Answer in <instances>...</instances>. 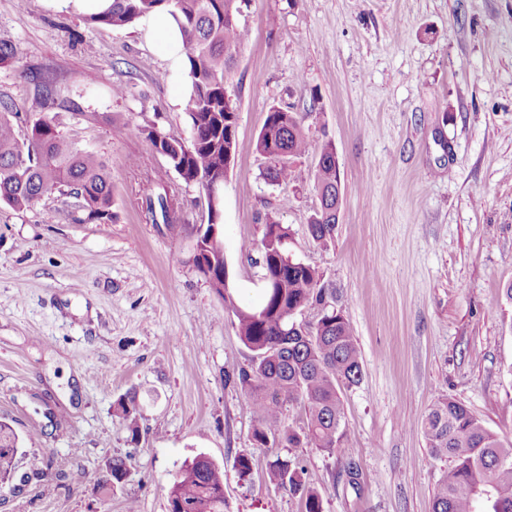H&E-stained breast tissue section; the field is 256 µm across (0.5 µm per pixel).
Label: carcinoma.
Returning <instances> with one entry per match:
<instances>
[{
  "instance_id": "1",
  "label": "carcinoma",
  "mask_w": 512,
  "mask_h": 512,
  "mask_svg": "<svg viewBox=\"0 0 512 512\" xmlns=\"http://www.w3.org/2000/svg\"><path fill=\"white\" fill-rule=\"evenodd\" d=\"M166 12L176 22L188 66V141L154 128L142 133L155 151L188 185L207 193L208 184L224 181L234 168L237 107L224 105V88L236 55L248 41L240 26L239 0H112L93 23L125 26L151 13ZM16 43L0 38V68L20 60ZM19 113L0 101V204L24 211L53 193L70 192L79 200L86 219L107 224L116 218L112 185L98 154L84 150L57 130L43 115L22 136ZM256 152L274 160L263 173L279 184L294 179L292 157L308 152L309 140L295 112L269 108L255 142ZM339 180L336 151L322 147L314 170L319 206L308 223L312 239L333 237ZM144 220L170 231L184 227L178 196L157 183L143 197ZM222 225L197 229L189 263L224 299L237 319L239 337L253 352L248 367L225 377L254 399L258 421L254 445L278 439L290 448L310 446L332 452L346 435L342 390L362 377L361 353L349 321L326 306L322 275L290 256L288 226L267 218L262 239L265 300L258 308L239 306L224 281L227 263ZM320 308L314 325L298 320L310 307ZM303 408V426L284 428L279 421L285 404ZM131 439L139 437L133 401L118 402ZM428 448L452 466L443 475L433 498L432 512H512V443L504 445L462 404L441 397L422 421ZM19 436L0 421V481L10 477L18 462ZM267 480L277 489L299 496L303 512H324L320 493L306 480L298 463L276 459L269 463ZM168 512H224V474L211 458L199 454L184 462L167 491Z\"/></svg>"
}]
</instances>
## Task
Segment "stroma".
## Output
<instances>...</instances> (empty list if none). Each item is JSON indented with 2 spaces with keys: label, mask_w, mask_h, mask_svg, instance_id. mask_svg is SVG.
<instances>
[{
  "label": "stroma",
  "mask_w": 512,
  "mask_h": 512,
  "mask_svg": "<svg viewBox=\"0 0 512 512\" xmlns=\"http://www.w3.org/2000/svg\"><path fill=\"white\" fill-rule=\"evenodd\" d=\"M238 21L251 37L229 75L228 288L241 306L262 304L263 219L287 225L292 256L319 271L361 351L344 441L331 453L256 447L253 400L224 382L252 353L187 263L207 205L144 135L190 139L185 72L141 22L0 0V38L22 50L0 68V100L98 153L117 214L89 222L57 194L24 212L0 205V420L24 449L0 482V512H167L168 487L200 453L224 472V512H301L266 479L277 458L304 467L324 512H431L450 465L421 428L438 397L512 443V305L501 300L512 284V0H242ZM273 106L299 113L311 143L287 185L263 178L269 161L255 150ZM327 141L343 195L323 243L307 222ZM160 177L186 228L142 220ZM128 397L135 441L117 409ZM116 457L126 476L104 484Z\"/></svg>",
  "instance_id": "1"
}]
</instances>
